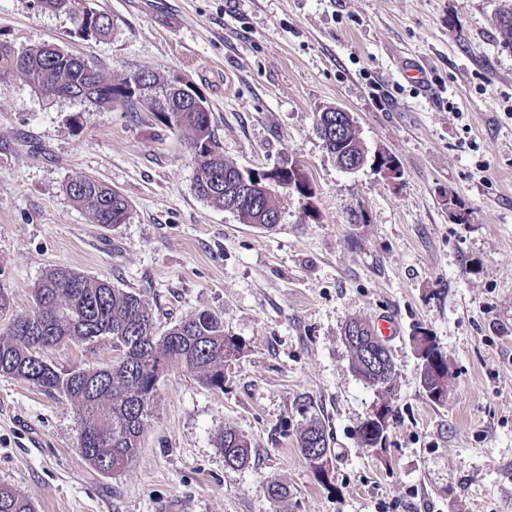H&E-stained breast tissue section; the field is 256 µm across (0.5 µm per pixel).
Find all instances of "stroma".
Returning a JSON list of instances; mask_svg holds the SVG:
<instances>
[{
	"label": "stroma",
	"instance_id": "stroma-1",
	"mask_svg": "<svg viewBox=\"0 0 512 512\" xmlns=\"http://www.w3.org/2000/svg\"><path fill=\"white\" fill-rule=\"evenodd\" d=\"M101 39L68 16L0 0V41L56 44L106 79L140 70L192 82L226 162L298 163L314 209L281 195L273 229L240 223L194 193L184 137L154 113L41 97L0 76V283L13 297L0 334L33 308L32 290L66 266L137 292L159 329L209 310L239 349L224 387L161 372L140 448L115 477L76 443L64 398L0 376V484L37 512H512V51L497 42L500 0H98ZM423 63L427 99L404 74ZM349 112L369 149L395 156L393 181L341 171L315 130ZM79 175L129 200L104 228L67 194ZM471 213L451 217L447 197ZM397 323L395 374L378 394L352 372L347 322ZM434 336L451 366L447 399L420 385L412 343ZM60 368L112 360L105 344L50 349ZM391 408L383 451L360 422ZM320 418L335 457L318 478L297 439ZM252 443L231 468L226 427ZM287 486V502L266 486Z\"/></svg>",
	"mask_w": 512,
	"mask_h": 512
}]
</instances>
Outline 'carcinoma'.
I'll use <instances>...</instances> for the list:
<instances>
[{
    "mask_svg": "<svg viewBox=\"0 0 512 512\" xmlns=\"http://www.w3.org/2000/svg\"><path fill=\"white\" fill-rule=\"evenodd\" d=\"M80 5L93 24L94 37L106 36L112 18L95 0H41V11L69 15ZM499 44L512 50V0H501L495 17ZM15 76L35 90H48L60 96H73L92 104H121L136 112L143 109L164 116V124L186 137L196 165L194 191L217 208L234 201L240 174L224 161L215 137L212 112L205 99L185 105L169 96L167 82L151 75L154 90L137 98L126 91L132 76L118 83L106 80L84 59L56 45L17 48L0 41V75ZM332 154L355 153L358 161L372 165L367 146L350 135L342 145L332 140ZM67 194L104 227L121 224L129 216L130 204L120 191L90 176L67 182ZM279 209L276 199L243 203L236 215L244 224L265 226L271 210ZM30 313L13 319L6 336L0 338V375L22 379L50 395L64 397L75 407L81 429L77 448L97 471L116 476L137 455L144 424L150 416L156 383L162 370L177 366L193 373L211 388H224V361L238 350L236 341L224 334V322L216 313L202 310L180 320L163 333L157 332L152 311L133 291L117 288L67 267L48 271L32 292ZM353 324L362 336L351 346V367L366 385L385 389L394 371L389 348L380 371L369 368L363 351L375 328L362 320ZM71 342H104L112 349V363L103 368L72 367L62 370L53 365L43 350ZM418 349L426 366L423 390L434 403L444 401L441 388L448 387V372L437 370L438 347L433 337L422 334ZM389 414L370 429L363 423L358 437L366 448H374L387 438ZM216 447L229 466L243 467L250 461L251 446L244 434L226 427L216 437ZM298 447L315 473L325 476L318 466L321 458L332 462L324 426L311 420L301 431ZM0 512H35L33 503L16 489L0 486Z\"/></svg>",
    "mask_w": 512,
    "mask_h": 512,
    "instance_id": "obj_1",
    "label": "carcinoma"
}]
</instances>
